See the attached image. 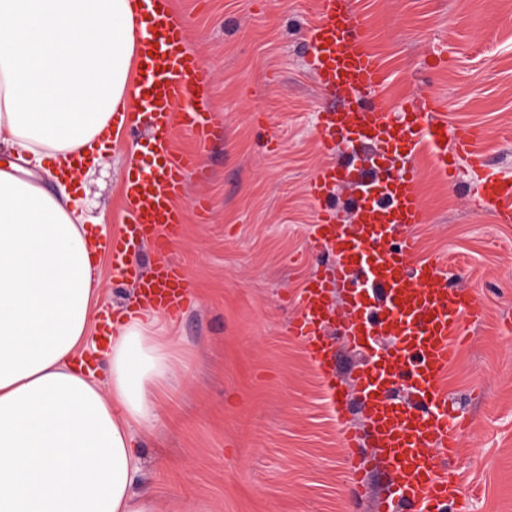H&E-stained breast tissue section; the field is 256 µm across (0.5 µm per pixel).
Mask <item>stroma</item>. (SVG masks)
I'll list each match as a JSON object with an SVG mask.
<instances>
[{"mask_svg": "<svg viewBox=\"0 0 512 512\" xmlns=\"http://www.w3.org/2000/svg\"><path fill=\"white\" fill-rule=\"evenodd\" d=\"M318 2L174 0L210 70L214 128L198 159L207 176L188 175L190 205L167 252L190 298L170 321L182 372L159 403L163 430L142 438L136 487L153 490L159 512H377L389 484L376 467L360 480L346 470L325 378L288 332L306 280L322 268L309 245L307 182L331 161L317 134L330 97L303 40ZM354 2L393 104L434 95L449 127L485 129L490 164L512 176V0ZM259 124L275 151L259 149ZM129 170L119 135L82 180L111 235ZM419 192L428 215L414 230L419 256L447 255L450 284L474 290L486 310L481 324L462 321L442 381L470 418L454 467L471 512H512V223L427 162ZM98 288L103 308L127 312L134 290L113 282L107 255Z\"/></svg>", "mask_w": 512, "mask_h": 512, "instance_id": "obj_1", "label": "stroma"}]
</instances>
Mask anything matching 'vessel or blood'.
I'll return each mask as SVG.
<instances>
[{"instance_id": "1", "label": "vessel or blood", "mask_w": 512, "mask_h": 512, "mask_svg": "<svg viewBox=\"0 0 512 512\" xmlns=\"http://www.w3.org/2000/svg\"><path fill=\"white\" fill-rule=\"evenodd\" d=\"M323 17L306 29L307 63L332 101L319 114L327 154L345 151V163L320 168L308 183L317 218L310 242L326 257V270L309 280L291 335L302 338L312 361L329 369L336 347L361 353L352 374L362 425L344 428L346 468H369L378 450L396 487L381 512H469L452 462L465 420L439 381L454 359L462 318L478 323L484 308L473 292L444 285L440 258L414 260L413 230L426 223L419 194L420 156L449 181L475 180L505 222H512V177L492 169L480 130L449 131L436 97L410 95L401 111L383 96L386 82L362 16L351 0H322ZM145 27L138 38L141 75L127 109L112 117L151 160L127 178L124 233L107 244L114 278L132 281L143 307L180 311L187 285L166 257L179 238L177 202L197 158L173 152L176 130L190 132L199 150L209 143L211 118L203 93L210 83L204 60L187 49V31L171 0H141ZM368 154L370 166L354 163ZM352 186L353 221L339 223L328 201L338 183ZM152 244L159 255L150 271L129 266L130 242ZM343 329L339 342L325 327Z\"/></svg>"}]
</instances>
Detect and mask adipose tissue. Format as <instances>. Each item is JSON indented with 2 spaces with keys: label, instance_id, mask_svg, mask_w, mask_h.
Wrapping results in <instances>:
<instances>
[{
  "label": "adipose tissue",
  "instance_id": "adipose-tissue-1",
  "mask_svg": "<svg viewBox=\"0 0 512 512\" xmlns=\"http://www.w3.org/2000/svg\"><path fill=\"white\" fill-rule=\"evenodd\" d=\"M133 0H0V512H158L139 432L174 374L158 312L112 325L106 382L79 359L100 247L74 171L100 164L137 75Z\"/></svg>",
  "mask_w": 512,
  "mask_h": 512
}]
</instances>
